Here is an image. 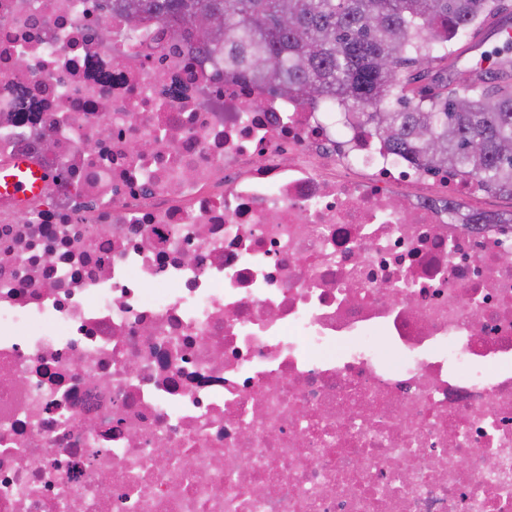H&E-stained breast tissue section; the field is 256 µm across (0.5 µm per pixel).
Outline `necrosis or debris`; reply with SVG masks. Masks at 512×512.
<instances>
[{
	"label": "necrosis or debris",
	"mask_w": 512,
	"mask_h": 512,
	"mask_svg": "<svg viewBox=\"0 0 512 512\" xmlns=\"http://www.w3.org/2000/svg\"><path fill=\"white\" fill-rule=\"evenodd\" d=\"M128 26L0 0V512H512L486 186ZM44 183L43 171L27 160L17 161L12 170L0 173V193L14 198L36 195Z\"/></svg>",
	"instance_id": "1"
}]
</instances>
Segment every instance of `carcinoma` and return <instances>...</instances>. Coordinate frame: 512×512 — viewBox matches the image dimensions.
I'll list each match as a JSON object with an SVG mask.
<instances>
[{
	"label": "carcinoma",
	"instance_id": "cac0c4a2",
	"mask_svg": "<svg viewBox=\"0 0 512 512\" xmlns=\"http://www.w3.org/2000/svg\"><path fill=\"white\" fill-rule=\"evenodd\" d=\"M129 17L181 26L214 17L203 44L224 69L252 76L273 94L343 101L395 154L466 168L512 195V40L495 70L448 80L458 49L448 30L477 35L505 0H112ZM482 143L478 155L471 142Z\"/></svg>",
	"mask_w": 512,
	"mask_h": 512
}]
</instances>
